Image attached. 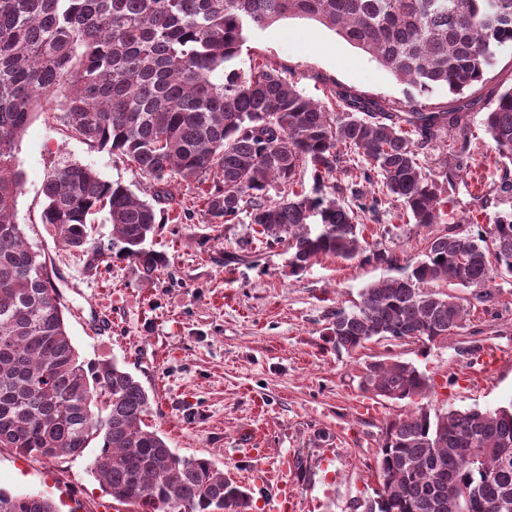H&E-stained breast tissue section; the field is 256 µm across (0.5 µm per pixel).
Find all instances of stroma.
<instances>
[{"instance_id":"stroma-1","label":"stroma","mask_w":512,"mask_h":512,"mask_svg":"<svg viewBox=\"0 0 512 512\" xmlns=\"http://www.w3.org/2000/svg\"><path fill=\"white\" fill-rule=\"evenodd\" d=\"M246 47L257 60L295 70L303 93L324 104H333L340 84L406 101L403 85L316 22L280 21L251 35ZM482 118L472 115L473 161L446 192V221L420 226L399 208L387 209L361 226L372 249L403 266L422 258L429 237L450 228L477 235L506 210L490 193L495 153ZM15 163L22 174L17 221L46 257L81 358L131 372L153 400L150 425L169 447L210 460L247 489L257 512H363L376 486L378 442L413 407L361 391L372 361L400 360L429 376L427 403L439 413L512 401L510 276L491 271L483 298L474 288L439 284L468 311L464 328L447 339H378L339 350L328 334L333 313L353 310L363 288L389 275L386 265L323 257L291 276L285 245H268L247 220L208 219L195 186L181 182L172 184L168 213L150 240L169 257L170 276L142 282L134 264L116 257L108 273L90 276L41 221L46 173L78 163L137 193L146 179L40 110L16 142ZM98 452L94 445L50 462L0 448V490L47 495L58 512H131L101 489L91 467Z\"/></svg>"}]
</instances>
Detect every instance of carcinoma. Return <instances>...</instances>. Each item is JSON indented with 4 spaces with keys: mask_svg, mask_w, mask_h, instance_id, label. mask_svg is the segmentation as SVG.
<instances>
[{
    "mask_svg": "<svg viewBox=\"0 0 512 512\" xmlns=\"http://www.w3.org/2000/svg\"><path fill=\"white\" fill-rule=\"evenodd\" d=\"M290 18L314 20L370 56L412 89L405 105L390 112L340 87V108H330L304 95L290 69L242 57L250 35ZM510 47L512 0H0V448L55 460L99 440L94 471L112 500L134 512L252 508L209 460L174 454L150 429L151 399L131 373L115 362L86 363L73 347L46 261L14 211L22 188L15 143L36 104L66 87L56 109L68 131L134 166L152 188L142 198L86 165L48 172L42 223L91 276L116 256L142 281L159 279L170 262L147 241L157 206L179 180L197 183L206 215L226 224L244 216L268 241L287 243L293 275L322 256L394 267L395 257L373 251L357 231L360 217L396 203L415 224L442 223V188L419 150L448 136V186L461 178L479 105L465 91L484 82L496 50ZM438 88L460 104L428 103ZM482 108L497 192L509 197L512 86ZM354 156L362 163L351 164ZM308 163L317 183L340 175L330 195L294 190ZM274 185L288 192L270 200ZM103 211L112 225L105 241L91 224ZM491 256L512 276V210L495 213L475 237L451 228L432 237L422 259L363 288L355 309L333 315V344L354 350L375 337H448L467 308L429 285L486 288ZM360 388L411 400L430 379L406 362L378 360ZM376 469L379 488L365 512H512V402L441 414L421 405L385 429ZM0 512L56 506L45 495L0 491Z\"/></svg>",
    "mask_w": 512,
    "mask_h": 512,
    "instance_id": "obj_1",
    "label": "carcinoma"
}]
</instances>
